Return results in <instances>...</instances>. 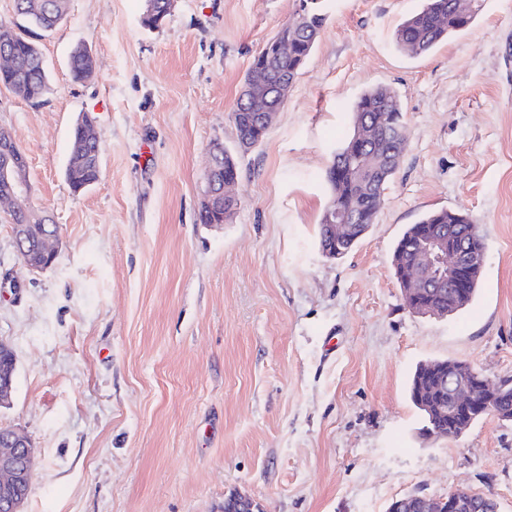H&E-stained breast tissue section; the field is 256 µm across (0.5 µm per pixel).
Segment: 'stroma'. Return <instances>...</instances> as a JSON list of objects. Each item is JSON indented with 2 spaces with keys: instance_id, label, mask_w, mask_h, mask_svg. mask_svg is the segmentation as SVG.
Instances as JSON below:
<instances>
[{
  "instance_id": "1",
  "label": "stroma",
  "mask_w": 512,
  "mask_h": 512,
  "mask_svg": "<svg viewBox=\"0 0 512 512\" xmlns=\"http://www.w3.org/2000/svg\"><path fill=\"white\" fill-rule=\"evenodd\" d=\"M298 0H69L37 43L49 91L0 88V128L25 151L35 206L59 226L33 272L0 211V339L17 356L0 427L37 460L25 512H387L457 486L512 512V421L420 436L415 366L512 375V0H484L421 58L392 34L422 0H324L326 23L265 138L241 157L232 222L198 221L210 148H234V103ZM91 47L93 76L69 55ZM399 95L407 146L375 224L322 254L325 172L368 87ZM91 116L100 176L73 191L71 132ZM486 242L478 292L447 318L410 312L391 268L404 228L438 209ZM96 61L91 49L80 44L76 46L69 57V71L73 81L81 82L90 78L95 71Z\"/></svg>"
}]
</instances>
